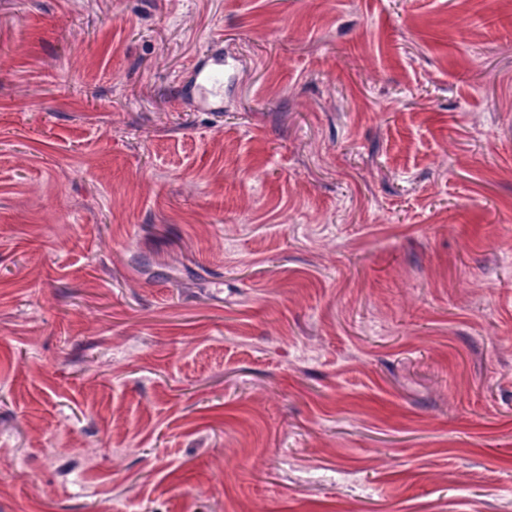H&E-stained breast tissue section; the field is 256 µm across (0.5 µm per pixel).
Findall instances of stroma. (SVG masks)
Returning <instances> with one entry per match:
<instances>
[{
	"label": "stroma",
	"instance_id": "obj_1",
	"mask_svg": "<svg viewBox=\"0 0 512 512\" xmlns=\"http://www.w3.org/2000/svg\"><path fill=\"white\" fill-rule=\"evenodd\" d=\"M0 512H512V0H0ZM195 66V87L204 95L217 97L223 91V67L222 54L211 52L202 57Z\"/></svg>",
	"mask_w": 512,
	"mask_h": 512
}]
</instances>
